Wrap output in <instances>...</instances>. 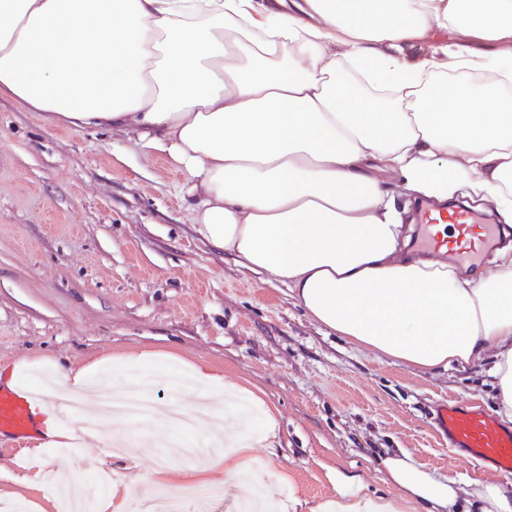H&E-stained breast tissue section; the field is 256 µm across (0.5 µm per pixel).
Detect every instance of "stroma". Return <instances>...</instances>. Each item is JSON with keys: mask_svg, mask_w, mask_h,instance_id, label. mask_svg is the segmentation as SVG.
<instances>
[{"mask_svg": "<svg viewBox=\"0 0 512 512\" xmlns=\"http://www.w3.org/2000/svg\"><path fill=\"white\" fill-rule=\"evenodd\" d=\"M190 176L120 130L44 123L0 98V375L27 385L40 374L101 362L106 379L154 378L158 398L192 400L197 370L221 378L252 419L244 469L225 481L215 512H234L239 481L294 512L334 500L337 475L365 496L392 495L379 460L408 449L423 469L461 486L512 475L449 447L432 427L437 404L459 399L495 411L487 367L422 371L337 336L304 314L287 289L213 250L185 199ZM70 436L42 446L0 440V500L57 512L21 485L41 473H107L126 485L122 512L168 485L200 483L202 458L158 466L172 427L129 420L95 425L120 449L97 462L88 414L56 398ZM78 438L77 456L66 454Z\"/></svg>", "mask_w": 512, "mask_h": 512, "instance_id": "obj_1", "label": "stroma"}]
</instances>
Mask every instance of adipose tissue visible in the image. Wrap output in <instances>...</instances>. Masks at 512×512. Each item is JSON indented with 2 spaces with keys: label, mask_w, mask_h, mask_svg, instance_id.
I'll use <instances>...</instances> for the list:
<instances>
[{
  "label": "adipose tissue",
  "mask_w": 512,
  "mask_h": 512,
  "mask_svg": "<svg viewBox=\"0 0 512 512\" xmlns=\"http://www.w3.org/2000/svg\"><path fill=\"white\" fill-rule=\"evenodd\" d=\"M450 61L399 54L432 27ZM512 0H0V98L54 126L136 134L192 178L216 251L287 288L318 325L423 370L490 363L512 422V241L469 273L412 248L391 185L465 197L512 224ZM394 489L311 512H512V486L462 491L384 457Z\"/></svg>",
  "instance_id": "obj_1"
}]
</instances>
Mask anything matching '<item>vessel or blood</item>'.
Masks as SVG:
<instances>
[{
    "mask_svg": "<svg viewBox=\"0 0 512 512\" xmlns=\"http://www.w3.org/2000/svg\"><path fill=\"white\" fill-rule=\"evenodd\" d=\"M459 229L482 226V245L477 249L458 250L461 260L476 264L497 245L501 230L495 224H482L480 216L460 211L448 218ZM45 394L34 390L15 391L0 385V437L19 440L29 434L33 409L46 404ZM437 434L450 447L465 448L476 458L494 464L505 472L512 471V429L502 427L494 415L464 401L437 405L433 414Z\"/></svg>",
    "mask_w": 512,
    "mask_h": 512,
    "instance_id": "1",
    "label": "vessel or blood"
}]
</instances>
